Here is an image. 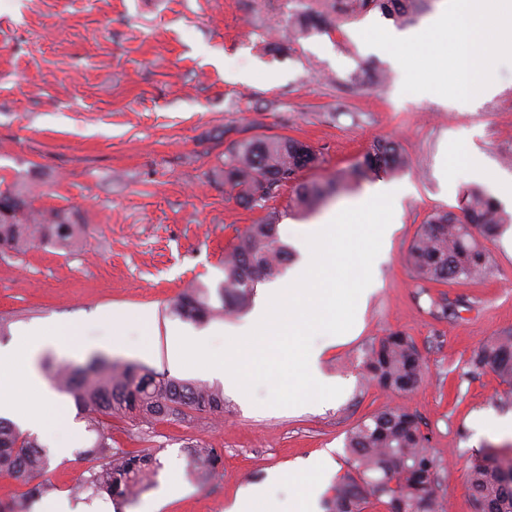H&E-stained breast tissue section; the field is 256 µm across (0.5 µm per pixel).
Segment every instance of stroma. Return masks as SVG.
Listing matches in <instances>:
<instances>
[{
    "label": "stroma",
    "mask_w": 512,
    "mask_h": 512,
    "mask_svg": "<svg viewBox=\"0 0 512 512\" xmlns=\"http://www.w3.org/2000/svg\"><path fill=\"white\" fill-rule=\"evenodd\" d=\"M443 0H425L410 21L379 10L333 12L321 29L291 24L301 0H0V184L38 191L36 206L69 209L87 226L85 251L33 248L0 256V323L6 348L22 328L73 322L101 355L136 361L180 380L210 382L198 367L169 359L170 328L192 321L172 314L184 290L216 293L224 255L250 225L279 215L280 237L314 223L362 194L368 181L347 174L379 139L395 141L411 165L393 182L409 194L393 219L376 286L357 329L328 342L323 376L343 389L303 408L266 405L258 386L251 405L224 394V416H173L131 425L112 419V446L155 453L161 467L138 496L71 500L72 512H224L245 486L271 471L325 463L321 498L347 469L350 430L395 405L413 413L440 461L436 491L448 512H474L466 488L473 450L512 451V438L481 430L483 417H511L497 373H470L467 362L489 339L512 331V226L486 241L490 270L481 278L422 287L406 263L422 224L452 211L461 193L494 195L512 183V64L495 69L494 94L458 106L431 93L405 94L404 74L387 52L365 45L371 24L410 31ZM293 137L320 155L303 179H336L337 190L311 210L290 207L283 188L265 207L236 201L224 183V158L239 144ZM465 149L477 168L457 162ZM452 313L440 317L438 303ZM151 312L154 333L137 319ZM248 312L197 325L212 349L244 333ZM391 332L410 336L426 360L420 386L399 396L369 379L366 348ZM52 419L69 447L50 453L45 480L66 490L88 468V431L71 398L57 394ZM222 456L210 474L195 470L189 447ZM182 493L159 499V484Z\"/></svg>",
    "instance_id": "stroma-1"
}]
</instances>
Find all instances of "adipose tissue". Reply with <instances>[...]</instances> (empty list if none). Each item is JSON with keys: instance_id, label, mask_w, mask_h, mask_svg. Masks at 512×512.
I'll list each match as a JSON object with an SVG mask.
<instances>
[{"instance_id": "adipose-tissue-1", "label": "adipose tissue", "mask_w": 512, "mask_h": 512, "mask_svg": "<svg viewBox=\"0 0 512 512\" xmlns=\"http://www.w3.org/2000/svg\"><path fill=\"white\" fill-rule=\"evenodd\" d=\"M72 330L68 324L53 328H37L24 335L23 346L0 350V371L23 362L24 368L18 379L9 387L0 388V411L17 418L27 426L43 429L56 404L55 397L37 367V359L46 351L66 350L90 354L97 350L94 342H68Z\"/></svg>"}]
</instances>
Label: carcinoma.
Listing matches in <instances>:
<instances>
[{
    "label": "carcinoma",
    "mask_w": 512,
    "mask_h": 512,
    "mask_svg": "<svg viewBox=\"0 0 512 512\" xmlns=\"http://www.w3.org/2000/svg\"><path fill=\"white\" fill-rule=\"evenodd\" d=\"M420 0H332L330 8L343 13L378 9L383 14L410 20ZM328 16L311 6L293 15V26L302 34L327 24ZM319 156L310 145L290 137H268L242 143L224 161V183L247 206L268 201L293 184L292 205L313 207L326 192L317 182L300 179L301 173L318 166ZM409 166L398 144L379 140L359 159L350 175L358 179L392 176ZM460 214L437 212L422 225L413 239L407 262L414 277L425 283L446 284L469 280L486 273L489 256L482 240L494 236L512 215L477 188L466 190L458 200ZM86 225L65 209L35 206L27 185L0 189V253H24L36 245L65 251L87 246ZM290 250L278 234V218L269 214L251 225L224 258V282L218 288L221 305L211 304L208 291L192 288L181 293L171 311L196 323L225 312L243 311L254 298L257 285L281 274ZM370 378L396 394H408L422 382L425 361L413 339L392 332L370 345L364 359ZM495 370L512 394V332L496 336L469 360V371ZM58 391L71 396L82 418L97 434L94 445L82 451L92 462L87 476L71 488L79 498L91 492L128 499L155 477L160 468L153 453L112 450V430L105 417L151 424L182 409L198 414H224V391L218 386L189 382L158 373L140 363L113 364L101 358L83 366L61 364L51 372ZM349 468L326 502L327 512H365L374 498L387 506L401 503L404 512H446V502L435 490L439 464L427 448L415 416L403 407H388L358 424L347 437ZM193 462L206 472L220 464L213 448L193 445ZM49 465L47 449L0 419V475L19 481L29 490L22 499L0 512H30V505L51 492L39 480ZM512 462L502 463L493 448L472 455L467 487L475 512H512Z\"/></svg>",
    "instance_id": "1"
}]
</instances>
